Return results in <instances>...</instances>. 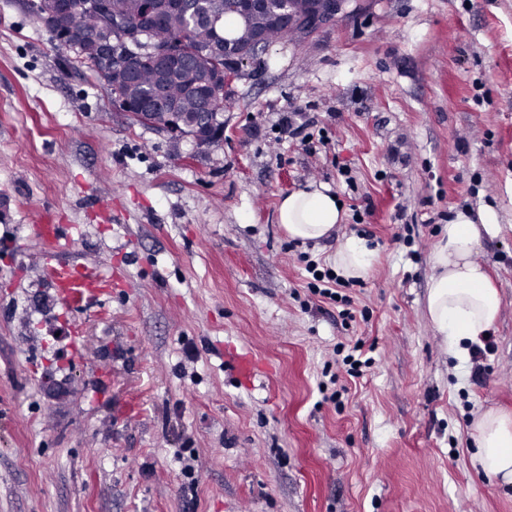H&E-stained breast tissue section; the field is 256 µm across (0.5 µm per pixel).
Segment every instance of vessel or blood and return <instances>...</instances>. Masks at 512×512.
<instances>
[{
  "label": "vessel or blood",
  "mask_w": 512,
  "mask_h": 512,
  "mask_svg": "<svg viewBox=\"0 0 512 512\" xmlns=\"http://www.w3.org/2000/svg\"><path fill=\"white\" fill-rule=\"evenodd\" d=\"M69 236V225L51 224L47 226L42 242L52 288L62 294L68 304L74 305L82 300L85 294L111 287L112 279L101 275L95 269L62 261L60 258L62 242Z\"/></svg>",
  "instance_id": "1"
}]
</instances>
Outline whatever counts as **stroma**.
I'll use <instances>...</instances> for the list:
<instances>
[{
    "mask_svg": "<svg viewBox=\"0 0 512 512\" xmlns=\"http://www.w3.org/2000/svg\"><path fill=\"white\" fill-rule=\"evenodd\" d=\"M224 98L208 145L136 121L31 0H0V512H512L469 436L512 412V0H353ZM295 109L326 141L266 153ZM310 183L346 213L316 245L278 220ZM483 206L503 308L477 376L426 294L446 224ZM43 224L74 226L64 258L121 285L66 305ZM350 234L378 254L342 289L352 321L304 264L332 267ZM358 342L372 363L353 378L336 350Z\"/></svg>",
    "mask_w": 512,
    "mask_h": 512,
    "instance_id": "stroma-1",
    "label": "stroma"
}]
</instances>
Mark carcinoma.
<instances>
[{
    "label": "carcinoma",
    "instance_id": "1",
    "mask_svg": "<svg viewBox=\"0 0 512 512\" xmlns=\"http://www.w3.org/2000/svg\"><path fill=\"white\" fill-rule=\"evenodd\" d=\"M146 5L147 0H108L112 28L139 30V44L176 47L177 55L195 62V70L190 73L146 50L132 52L118 72L120 89L133 102L160 97L181 116L189 118L201 111L200 90L204 84L234 72V49L239 44L258 35L266 45L294 39L295 30L281 17H306L312 0H291L280 11H253L245 16L224 8V0H198L187 12L164 7L142 24ZM101 22L97 13L83 6V0H72L71 8L61 17L60 27L51 31V37L73 52L77 61L95 69L97 63L88 47L106 38Z\"/></svg>",
    "mask_w": 512,
    "mask_h": 512
}]
</instances>
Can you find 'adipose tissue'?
<instances>
[{"instance_id": "obj_1", "label": "adipose tissue", "mask_w": 512, "mask_h": 512, "mask_svg": "<svg viewBox=\"0 0 512 512\" xmlns=\"http://www.w3.org/2000/svg\"><path fill=\"white\" fill-rule=\"evenodd\" d=\"M278 217L290 238L315 244L332 235L343 212L328 186L311 184L285 196ZM500 230L494 208H481L474 216L459 212L431 254L427 314L449 353L462 364L469 359L471 345L480 343L494 326L503 306L480 252L482 235ZM375 257L365 239L352 235L338 245L333 261L342 277L363 279ZM470 435L477 446L474 463L512 484V414L494 409L481 412L472 422Z\"/></svg>"}]
</instances>
